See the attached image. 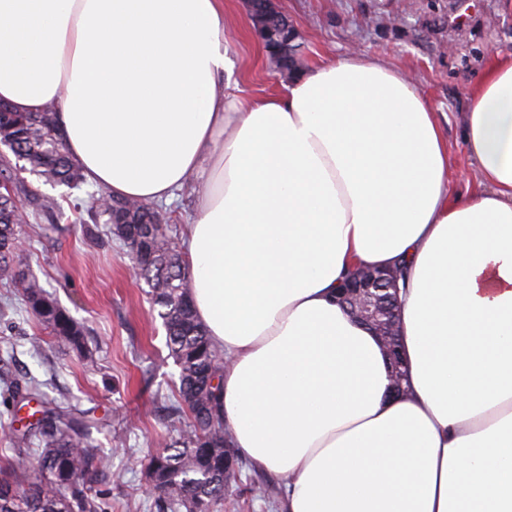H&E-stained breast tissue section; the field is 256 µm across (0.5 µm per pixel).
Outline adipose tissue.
<instances>
[{
  "label": "adipose tissue",
  "mask_w": 512,
  "mask_h": 512,
  "mask_svg": "<svg viewBox=\"0 0 512 512\" xmlns=\"http://www.w3.org/2000/svg\"><path fill=\"white\" fill-rule=\"evenodd\" d=\"M224 0H0V102L55 104L107 194L171 202L198 319L224 351L227 442L287 512H512V54L470 88L476 191L404 72L359 53L280 91L225 82ZM404 262V398L380 339L335 300Z\"/></svg>",
  "instance_id": "adipose-tissue-1"
}]
</instances>
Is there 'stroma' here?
I'll return each mask as SVG.
<instances>
[{
    "mask_svg": "<svg viewBox=\"0 0 512 512\" xmlns=\"http://www.w3.org/2000/svg\"><path fill=\"white\" fill-rule=\"evenodd\" d=\"M304 45L303 70L356 51L407 70L437 112L448 142L451 197L476 187L477 165L464 145L468 88L494 54L512 53V12L501 0H281ZM237 22L224 33L227 73L243 95L279 90L244 0H230ZM17 187L27 220L18 228L16 263L25 279L86 329L92 361L58 347L30 317L21 286L0 283V358L34 379L40 391L103 419L94 438L108 462L112 512H155L141 471L129 456L155 451L173 423L168 408L177 397L178 369L168 355L166 332L151 310L145 281L135 276L129 248L108 224H92L88 212L100 188L68 189L46 183L0 144V168ZM52 208H44V201ZM285 488L272 475L243 464L224 494V512H284Z\"/></svg>",
    "mask_w": 512,
    "mask_h": 512,
    "instance_id": "obj_1",
    "label": "stroma"
}]
</instances>
